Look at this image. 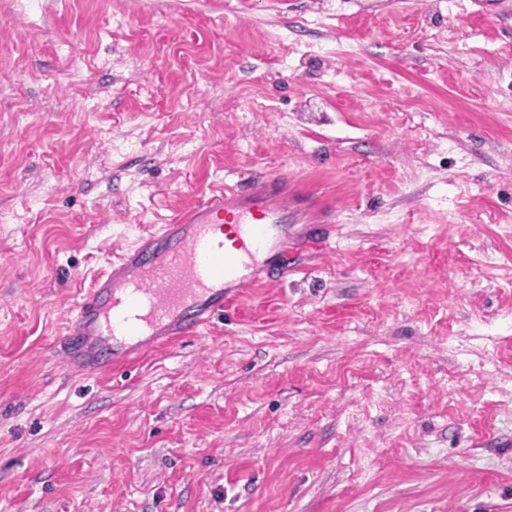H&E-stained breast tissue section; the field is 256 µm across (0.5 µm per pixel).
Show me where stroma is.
Returning a JSON list of instances; mask_svg holds the SVG:
<instances>
[{
	"mask_svg": "<svg viewBox=\"0 0 512 512\" xmlns=\"http://www.w3.org/2000/svg\"><path fill=\"white\" fill-rule=\"evenodd\" d=\"M0 0V512H512V0ZM296 272L103 377L82 286L243 177Z\"/></svg>",
	"mask_w": 512,
	"mask_h": 512,
	"instance_id": "1",
	"label": "stroma"
}]
</instances>
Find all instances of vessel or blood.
<instances>
[{"label":"vessel or blood","mask_w":512,"mask_h":512,"mask_svg":"<svg viewBox=\"0 0 512 512\" xmlns=\"http://www.w3.org/2000/svg\"><path fill=\"white\" fill-rule=\"evenodd\" d=\"M294 240L321 248L324 227L296 238L281 179L225 188L140 238L83 290L63 334L67 358L86 374L112 373L199 335L228 301L285 272Z\"/></svg>","instance_id":"b4317fda"}]
</instances>
